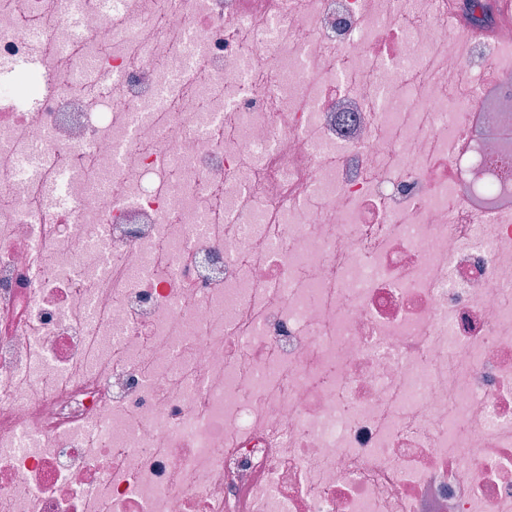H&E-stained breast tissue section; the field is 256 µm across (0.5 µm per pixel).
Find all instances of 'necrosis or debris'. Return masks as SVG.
Returning <instances> with one entry per match:
<instances>
[{
  "instance_id": "obj_1",
  "label": "necrosis or debris",
  "mask_w": 512,
  "mask_h": 512,
  "mask_svg": "<svg viewBox=\"0 0 512 512\" xmlns=\"http://www.w3.org/2000/svg\"><path fill=\"white\" fill-rule=\"evenodd\" d=\"M269 12L0 0V512H512V23Z\"/></svg>"
}]
</instances>
